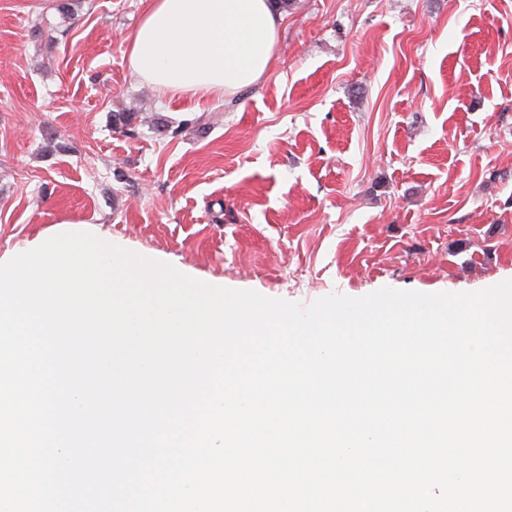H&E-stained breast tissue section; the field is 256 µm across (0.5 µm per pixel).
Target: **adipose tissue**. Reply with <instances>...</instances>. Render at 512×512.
<instances>
[{
  "label": "adipose tissue",
  "instance_id": "obj_1",
  "mask_svg": "<svg viewBox=\"0 0 512 512\" xmlns=\"http://www.w3.org/2000/svg\"><path fill=\"white\" fill-rule=\"evenodd\" d=\"M280 22L272 0H149L127 42V67L175 98L229 96L266 73Z\"/></svg>",
  "mask_w": 512,
  "mask_h": 512
}]
</instances>
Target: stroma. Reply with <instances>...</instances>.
Masks as SVG:
<instances>
[{
	"mask_svg": "<svg viewBox=\"0 0 512 512\" xmlns=\"http://www.w3.org/2000/svg\"><path fill=\"white\" fill-rule=\"evenodd\" d=\"M146 5L0 0V254L84 220L304 306L512 280V0H293L221 99L130 76Z\"/></svg>",
	"mask_w": 512,
	"mask_h": 512,
	"instance_id": "1",
	"label": "stroma"
}]
</instances>
